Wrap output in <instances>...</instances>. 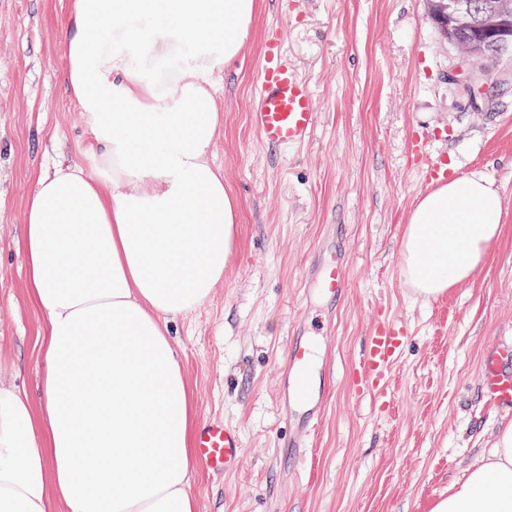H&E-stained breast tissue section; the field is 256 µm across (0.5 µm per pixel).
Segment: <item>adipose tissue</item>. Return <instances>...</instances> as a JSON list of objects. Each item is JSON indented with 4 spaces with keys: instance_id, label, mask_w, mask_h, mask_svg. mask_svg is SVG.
Returning <instances> with one entry per match:
<instances>
[{
    "instance_id": "1",
    "label": "adipose tissue",
    "mask_w": 512,
    "mask_h": 512,
    "mask_svg": "<svg viewBox=\"0 0 512 512\" xmlns=\"http://www.w3.org/2000/svg\"><path fill=\"white\" fill-rule=\"evenodd\" d=\"M257 8L73 0L66 82L89 163L42 172L26 201L42 372L35 402L0 383V512H197L193 395L169 322L209 299L233 250L215 85ZM502 211L479 174L422 197L401 242L416 295L474 280ZM432 512H512V421Z\"/></svg>"
}]
</instances>
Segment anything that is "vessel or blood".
<instances>
[{
    "mask_svg": "<svg viewBox=\"0 0 512 512\" xmlns=\"http://www.w3.org/2000/svg\"><path fill=\"white\" fill-rule=\"evenodd\" d=\"M316 108L311 86L289 65L280 39L267 43L250 112V122L261 140L281 149L301 145L315 129ZM303 286L317 289L331 299L342 297L348 279L341 250L323 252L314 277L305 279ZM406 339L407 330L402 322L379 314L365 339L360 363L350 375V387L356 395L378 401L386 397L393 366ZM326 370V365L316 364L309 344L300 336L291 337L280 391L282 408L298 417L291 447L300 449L309 445L311 428L326 404L330 389L329 381H316L315 375ZM481 370L487 393L500 403L512 404V374L505 371L501 352L485 354ZM242 448L240 433L221 422L208 421L197 429L195 451L210 470L231 471L239 461Z\"/></svg>",
    "mask_w": 512,
    "mask_h": 512,
    "instance_id": "vessel-or-blood-1",
    "label": "vessel or blood"
}]
</instances>
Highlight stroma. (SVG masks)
Listing matches in <instances>:
<instances>
[{"mask_svg":"<svg viewBox=\"0 0 512 512\" xmlns=\"http://www.w3.org/2000/svg\"><path fill=\"white\" fill-rule=\"evenodd\" d=\"M71 4L0 0V382L34 399L44 315L26 294L25 204L41 170L85 160L64 74ZM277 31L319 113L309 142L287 151L265 145L249 118ZM466 69L427 0H258L246 49L217 78L214 159L240 207L235 245L212 297L170 321L196 423L221 421L244 439L234 470L198 468L197 512H431L512 419L480 382L483 353L512 345V83L473 100L458 82ZM426 158L457 178L483 175L504 224L478 276L430 300L414 294L400 255L429 191ZM332 233L348 237L349 287L334 305L303 288ZM382 308L408 337L380 406L348 378ZM297 328L333 387L310 448L286 458L292 422L278 395Z\"/></svg>","mask_w":512,"mask_h":512,"instance_id":"1","label":"stroma"}]
</instances>
